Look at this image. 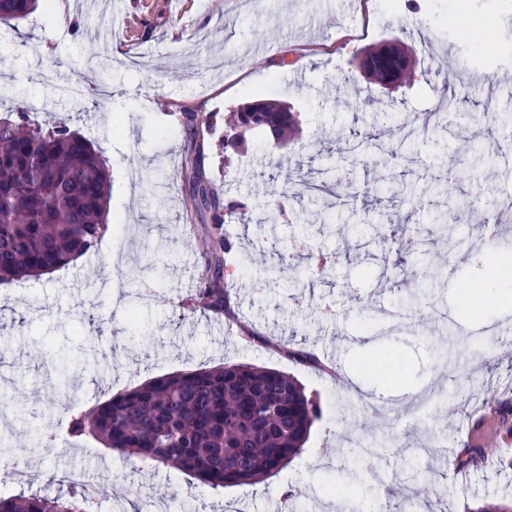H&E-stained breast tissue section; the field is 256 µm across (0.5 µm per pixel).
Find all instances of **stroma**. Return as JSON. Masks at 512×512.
<instances>
[{"label":"stroma","instance_id":"35a3bbf8","mask_svg":"<svg viewBox=\"0 0 512 512\" xmlns=\"http://www.w3.org/2000/svg\"><path fill=\"white\" fill-rule=\"evenodd\" d=\"M114 24L110 66L89 59L95 31ZM512 47V0H54L24 21L0 22V116L25 102L33 119L56 115L90 133L108 161L106 230L65 270L0 284V458L22 466L30 485L86 469L111 512L125 484L134 512H465L512 503V278L499 279L498 306L475 300L485 287L470 257H512V219L502 203L512 181L496 142L512 133V79L474 52L482 30ZM409 48L422 78L413 86L372 83L363 48ZM286 55L273 69L268 53ZM444 63L465 97V115L402 141L399 127L442 111L441 83L427 67ZM354 76L376 110L339 93ZM299 115L294 142L301 170L262 166L271 148L250 140L225 151L224 118L248 91ZM210 113L206 171L226 197L247 202L255 221L234 225L228 287L237 321L193 302L205 271L211 225L187 216L179 177L186 153L182 110ZM377 132L399 165L348 153L351 134ZM485 146L477 181H455L470 143ZM455 181L454 196L435 185ZM288 220H272L279 194ZM490 209L489 224L439 227L434 213ZM405 228L395 254L388 235ZM458 247L448 252L446 240ZM405 258L431 286L400 315ZM301 343L316 363L296 365L268 340ZM240 362L293 375L318 403L303 453L254 487L192 486L157 468L71 439L61 386L81 409L167 374ZM436 390L428 414L412 418L420 395ZM58 436L29 448L46 426ZM407 436L405 454L391 433ZM368 448L346 462L350 448ZM294 490L284 499L285 490Z\"/></svg>","mask_w":512,"mask_h":512}]
</instances>
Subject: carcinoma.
Wrapping results in <instances>:
<instances>
[{"label":"carcinoma","mask_w":512,"mask_h":512,"mask_svg":"<svg viewBox=\"0 0 512 512\" xmlns=\"http://www.w3.org/2000/svg\"><path fill=\"white\" fill-rule=\"evenodd\" d=\"M38 0H0V21H21ZM363 70L381 85L411 82V66L381 60V50L362 56ZM232 134L224 148L240 151L260 136L277 149L294 140L296 113L275 101L253 100L228 117ZM208 116L184 112L188 154L180 177L189 185L186 207L207 213L210 223L236 216L246 224L245 205L223 201L207 177ZM110 175L103 152L66 124L30 119L27 109L0 118V284L67 269L97 244L105 230ZM232 243L211 236L207 274L198 291L203 308L232 314L223 272ZM318 404L291 375L247 363L152 378L73 414L70 438L87 434L129 458L173 466L212 490L255 486L300 456ZM0 512H91L75 486L54 476L42 485L0 495Z\"/></svg>","instance_id":"cac0c4a2"}]
</instances>
